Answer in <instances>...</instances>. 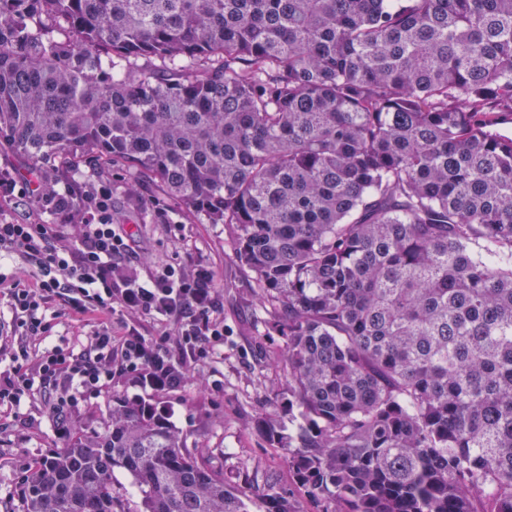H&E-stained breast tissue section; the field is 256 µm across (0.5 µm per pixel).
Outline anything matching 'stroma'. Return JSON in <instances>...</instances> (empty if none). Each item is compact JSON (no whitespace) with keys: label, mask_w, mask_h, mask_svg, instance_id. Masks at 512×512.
Segmentation results:
<instances>
[{"label":"stroma","mask_w":512,"mask_h":512,"mask_svg":"<svg viewBox=\"0 0 512 512\" xmlns=\"http://www.w3.org/2000/svg\"><path fill=\"white\" fill-rule=\"evenodd\" d=\"M47 176L79 186L110 182L114 217L135 227L130 260L139 272L146 275L189 257L209 263L221 285L224 316L222 355L198 362L185 386L156 391L131 376L114 378L68 410V429H99L116 398L153 403L167 410L188 446L202 449L206 463L223 472L227 484L246 488L253 500L272 486L294 489L292 472L258 426L266 413L280 426L288 424L287 412L279 408L285 341L268 328L257 285L234 256L230 227L206 223L170 199L160 181L128 166H96L85 159L52 167ZM166 215L172 224L163 223ZM23 413V421L0 429V512H20L23 478L34 461L67 444L43 397L27 402Z\"/></svg>","instance_id":"stroma-1"}]
</instances>
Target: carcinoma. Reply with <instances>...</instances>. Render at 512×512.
Listing matches in <instances>:
<instances>
[{
  "label": "carcinoma",
  "instance_id": "1",
  "mask_svg": "<svg viewBox=\"0 0 512 512\" xmlns=\"http://www.w3.org/2000/svg\"><path fill=\"white\" fill-rule=\"evenodd\" d=\"M507 115L512 0H0V147L34 174L130 165L234 226L300 417L264 434L317 512H512ZM251 505L122 399L21 493V512ZM263 506L299 512L272 488Z\"/></svg>",
  "mask_w": 512,
  "mask_h": 512
}]
</instances>
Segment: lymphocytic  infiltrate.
I'll list each match as a JSON object with an SVG mask.
<instances>
[{"instance_id": "lymphocytic-infiltrate-1", "label": "lymphocytic infiltrate", "mask_w": 512, "mask_h": 512, "mask_svg": "<svg viewBox=\"0 0 512 512\" xmlns=\"http://www.w3.org/2000/svg\"><path fill=\"white\" fill-rule=\"evenodd\" d=\"M26 199L51 218L40 224L0 218V328L13 349L0 348V411L18 414L35 394L52 390L49 410L60 417L87 392L129 375L156 390L175 389L197 362L224 348L219 284L212 268L169 264L141 276L131 264L134 232L115 223L112 185L73 189L54 180H17L0 171V201ZM76 228L73 236L62 225ZM19 271L6 273L9 262ZM146 316L176 328V349L144 336L134 323ZM62 320L86 322L87 342L50 344Z\"/></svg>"}]
</instances>
